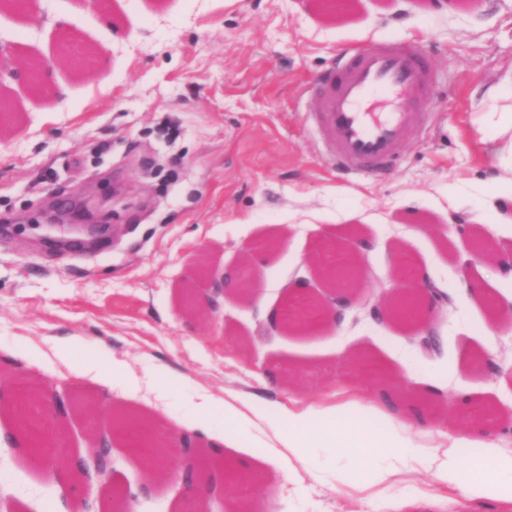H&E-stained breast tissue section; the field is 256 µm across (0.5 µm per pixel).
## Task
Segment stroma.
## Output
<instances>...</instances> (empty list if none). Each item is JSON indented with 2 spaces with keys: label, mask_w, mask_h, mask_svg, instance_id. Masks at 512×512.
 Here are the masks:
<instances>
[{
  "label": "stroma",
  "mask_w": 512,
  "mask_h": 512,
  "mask_svg": "<svg viewBox=\"0 0 512 512\" xmlns=\"http://www.w3.org/2000/svg\"><path fill=\"white\" fill-rule=\"evenodd\" d=\"M25 0L0 6V43L21 66L38 61L47 92L0 87V213L25 220L0 236V512H80L100 482L50 475L18 449L12 384L24 378L80 407L60 446L86 456L114 412L188 437L213 471L248 470L262 512H512L498 480L469 498L424 469L387 485L353 461L335 479L321 457H268L248 425H224L226 399L303 410L338 403L382 406L415 443L447 447L457 432L485 435L512 454V281L495 264L467 265L468 246L512 248V204L494 207L483 185L496 157L486 114L512 75V0ZM81 62L62 66L61 32ZM419 45L439 75L422 137L383 175L335 169L308 114V88L341 54L370 40ZM175 124L177 135L166 131ZM79 194L116 231L103 249L53 252L36 220L49 196ZM463 224L452 223L451 214ZM357 232L363 286L343 325L273 329L284 288L317 287L320 242ZM252 247V282L206 318L187 315L183 288L206 294L203 267H236ZM451 294L426 321L440 337L363 316L371 293L401 288L396 247ZM482 288L476 300L469 285ZM70 346L68 362L55 345ZM366 353L387 370L363 375ZM122 361L127 377L82 375ZM491 360L495 372L484 371ZM216 403L206 418L191 398ZM175 447L162 475L124 441L113 443L114 489L137 491L134 512H186Z\"/></svg>",
  "instance_id": "obj_1"
}]
</instances>
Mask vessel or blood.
I'll return each mask as SVG.
<instances>
[{
    "mask_svg": "<svg viewBox=\"0 0 512 512\" xmlns=\"http://www.w3.org/2000/svg\"><path fill=\"white\" fill-rule=\"evenodd\" d=\"M436 84L414 43L383 40L346 51L311 85L310 117L332 163L351 174L384 169L411 140L421 118L415 105L432 103ZM376 91L391 105L374 117L362 105Z\"/></svg>",
    "mask_w": 512,
    "mask_h": 512,
    "instance_id": "b4317fda",
    "label": "vessel or blood"
}]
</instances>
